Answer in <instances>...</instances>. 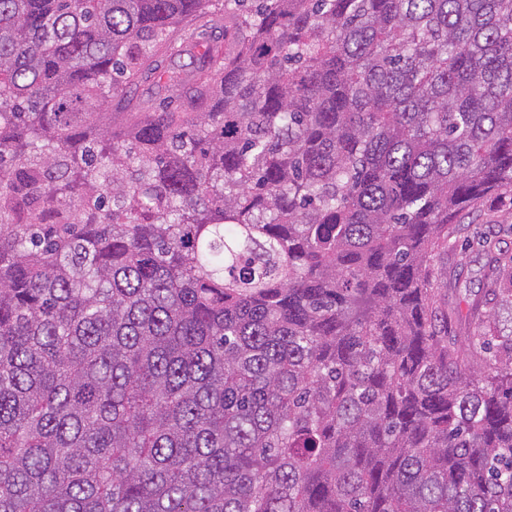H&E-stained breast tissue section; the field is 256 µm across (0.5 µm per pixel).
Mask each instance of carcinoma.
<instances>
[{
    "label": "carcinoma",
    "instance_id": "carcinoma-1",
    "mask_svg": "<svg viewBox=\"0 0 512 512\" xmlns=\"http://www.w3.org/2000/svg\"><path fill=\"white\" fill-rule=\"evenodd\" d=\"M508 193L512 0H0V512H512ZM179 52L172 53L165 49L155 55L157 70L146 72L139 83L131 88L128 96L134 103L156 107L159 103L166 101L181 93L176 89L169 88L164 80H159V72L183 71L192 73L199 65L201 48L197 42H218L224 46V27H216L198 35L189 23L179 28L173 35ZM457 227L456 248L448 254L436 253L432 265L438 274L448 272V304L459 306L465 313L462 300H470L482 290L488 272L485 257L478 250V239L490 233L503 250H512L511 200L490 198Z\"/></svg>",
    "mask_w": 512,
    "mask_h": 512
}]
</instances>
